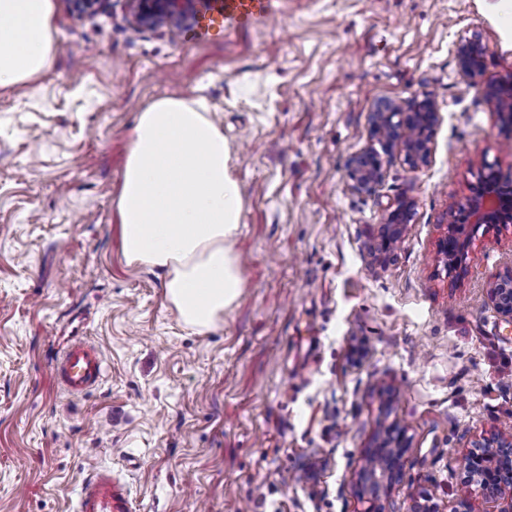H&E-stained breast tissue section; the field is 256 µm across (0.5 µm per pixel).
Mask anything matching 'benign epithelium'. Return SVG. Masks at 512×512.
Wrapping results in <instances>:
<instances>
[{
    "label": "benign epithelium",
    "mask_w": 512,
    "mask_h": 512,
    "mask_svg": "<svg viewBox=\"0 0 512 512\" xmlns=\"http://www.w3.org/2000/svg\"><path fill=\"white\" fill-rule=\"evenodd\" d=\"M133 22L141 27L168 26L179 31L190 25L195 13L192 0H127ZM80 14L105 10L111 0H72ZM461 75L469 81L480 77L483 70L482 48L476 37H462L456 46ZM485 99L497 111L512 116V79L482 86ZM439 113L435 101L427 94L404 104L394 100L381 102L372 115L370 133L381 151L364 150L352 156L347 176L353 187L368 192L382 179L385 163L400 159L417 170L429 161ZM471 194L455 203L448 214V232L440 240L438 252L448 268V275L459 280L466 276V259L475 232L483 225L512 223V193L505 190L489 164ZM410 205L400 202L389 212L387 230L377 247L379 255L391 252L400 240L405 224L410 222ZM488 299L496 311L512 319V270L500 276L488 289ZM406 448L404 434L390 436L375 448V454L386 458L382 475H391ZM462 458L467 460L465 472L472 484L494 499L512 498V432L498 431L479 440Z\"/></svg>",
    "instance_id": "obj_1"
}]
</instances>
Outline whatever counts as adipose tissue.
I'll return each mask as SVG.
<instances>
[{
    "label": "adipose tissue",
    "instance_id": "ef3b65f1",
    "mask_svg": "<svg viewBox=\"0 0 512 512\" xmlns=\"http://www.w3.org/2000/svg\"><path fill=\"white\" fill-rule=\"evenodd\" d=\"M54 0H0V86H33L54 50ZM223 127L203 104L167 97L140 113L116 198L127 264L161 271L180 321L216 328L243 286L230 242L242 194Z\"/></svg>",
    "mask_w": 512,
    "mask_h": 512
}]
</instances>
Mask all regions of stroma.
<instances>
[{
    "mask_svg": "<svg viewBox=\"0 0 512 512\" xmlns=\"http://www.w3.org/2000/svg\"><path fill=\"white\" fill-rule=\"evenodd\" d=\"M54 2L35 89L0 88V512H71L97 466L140 512H366V456L394 423L407 449L382 512H506L458 459L512 426V320L486 294L512 223L479 228L462 279L437 256L483 164L512 187V123L455 52L478 37L481 84L512 76L499 0H276L273 22L205 42L134 27L125 0ZM422 93L440 113L428 164L354 189L376 103ZM164 97L204 101L243 194L244 288L201 334L121 250L129 134ZM401 200L413 219L375 262ZM73 336L106 364L82 397L47 367Z\"/></svg>",
    "mask_w": 512,
    "mask_h": 512,
    "instance_id": "stroma-1",
    "label": "stroma"
}]
</instances>
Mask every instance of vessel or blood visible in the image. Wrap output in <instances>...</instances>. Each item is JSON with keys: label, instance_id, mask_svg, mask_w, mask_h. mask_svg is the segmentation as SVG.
<instances>
[{"label": "vessel or blood", "instance_id": "obj_1", "mask_svg": "<svg viewBox=\"0 0 512 512\" xmlns=\"http://www.w3.org/2000/svg\"><path fill=\"white\" fill-rule=\"evenodd\" d=\"M274 0H221L215 14L201 21L196 39L205 40L212 30L245 31L265 25L273 13ZM56 383L71 395L96 389L105 367L99 348L90 341L71 343L52 367ZM135 504L125 483L111 469L96 468L83 480L74 512H134Z\"/></svg>", "mask_w": 512, "mask_h": 512}]
</instances>
